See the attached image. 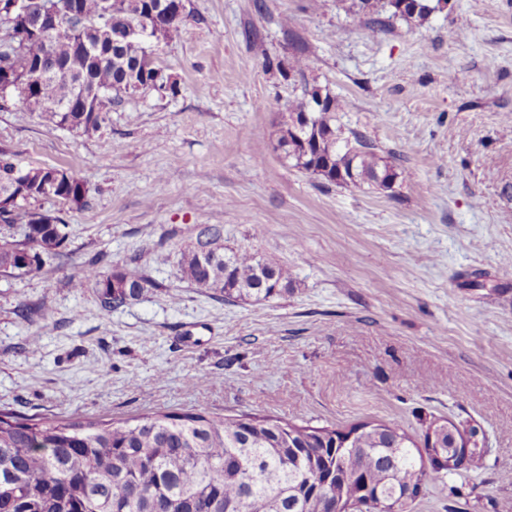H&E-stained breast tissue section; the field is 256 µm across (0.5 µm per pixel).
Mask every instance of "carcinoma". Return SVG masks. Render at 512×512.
<instances>
[{"instance_id": "obj_1", "label": "carcinoma", "mask_w": 512, "mask_h": 512, "mask_svg": "<svg viewBox=\"0 0 512 512\" xmlns=\"http://www.w3.org/2000/svg\"><path fill=\"white\" fill-rule=\"evenodd\" d=\"M75 15L66 19L74 34L38 32L23 47L11 50L9 67L23 75L48 57L82 81L73 90L51 77L36 93L5 100L0 110L20 102L39 111L57 127L90 136L102 124L90 118L101 110L99 94L125 89L126 97L154 89L159 69L153 42L176 36L180 23L162 19L175 0H73ZM405 20L424 22L432 0H410ZM391 0H350L348 11L358 24L380 30L395 18ZM149 26L146 42L130 43L104 61L98 47H110L128 27ZM85 39L94 49L74 50ZM284 76L308 68L306 49L298 44L288 68L273 65ZM344 103L318 84L304 86L288 102L276 149L291 166L310 171L314 162L330 163L322 177L336 184L389 189L398 177L400 155L381 154L364 134L338 124ZM310 115V124L298 118ZM17 167L0 152V188L15 185L19 199L0 221L17 226L19 238L1 239L0 253L12 256L3 274L27 276L46 258L63 255L65 225L29 201L59 199L78 209L88 205V191L74 174L55 167H33L15 177ZM57 183L47 193L40 186ZM181 279L224 297L227 302L267 298L275 287L290 285L288 268L247 251H224L221 230L201 228L196 245L184 254ZM146 280L135 269L103 272L95 266L73 282L81 290L96 288L101 308L117 310L140 295ZM424 448L392 423L366 422L339 430L243 415L214 416L195 409L149 411L114 423L108 419L25 417L0 410V512H408L411 498L428 482L441 481L460 469L444 471L428 463L429 432Z\"/></svg>"}]
</instances>
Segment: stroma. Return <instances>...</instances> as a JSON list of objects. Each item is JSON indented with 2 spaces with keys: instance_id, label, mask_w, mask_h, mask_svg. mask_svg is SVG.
I'll use <instances>...</instances> for the list:
<instances>
[{
  "instance_id": "1",
  "label": "stroma",
  "mask_w": 512,
  "mask_h": 512,
  "mask_svg": "<svg viewBox=\"0 0 512 512\" xmlns=\"http://www.w3.org/2000/svg\"><path fill=\"white\" fill-rule=\"evenodd\" d=\"M346 7L189 0L156 51L178 94L126 99L91 138L0 111V149L75 174L90 200L40 201L66 224L65 259L0 274V409L381 420L415 436L449 419L477 429L483 453L409 512H512V0H448L375 32ZM292 33L310 66L285 78L264 61L287 60ZM308 81L344 101L340 124L401 154L391 190L285 164L276 131ZM211 224L226 249L288 266V290L227 302L181 280ZM98 257L146 280L110 313L71 286ZM26 304L51 310V330L20 316Z\"/></svg>"
}]
</instances>
